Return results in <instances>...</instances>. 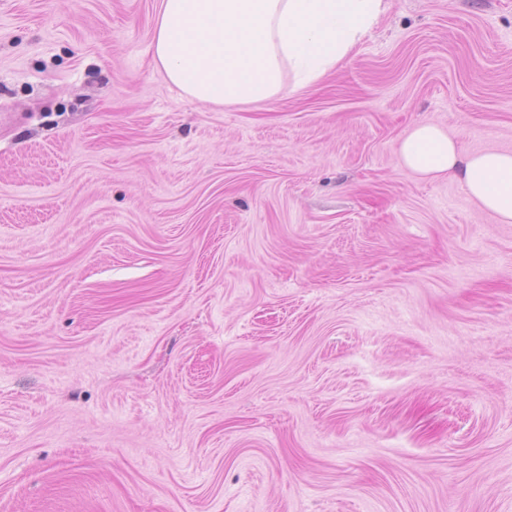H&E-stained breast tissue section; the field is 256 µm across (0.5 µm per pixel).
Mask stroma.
<instances>
[{
	"label": "stroma",
	"mask_w": 512,
	"mask_h": 512,
	"mask_svg": "<svg viewBox=\"0 0 512 512\" xmlns=\"http://www.w3.org/2000/svg\"><path fill=\"white\" fill-rule=\"evenodd\" d=\"M160 0H0V512H512V0H390L201 106ZM405 169L423 176L452 172L481 209L512 223V154L489 151L463 155L440 126L419 124L400 142Z\"/></svg>",
	"instance_id": "stroma-1"
}]
</instances>
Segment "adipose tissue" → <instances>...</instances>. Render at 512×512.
Instances as JSON below:
<instances>
[{"label":"adipose tissue","mask_w":512,"mask_h":512,"mask_svg":"<svg viewBox=\"0 0 512 512\" xmlns=\"http://www.w3.org/2000/svg\"><path fill=\"white\" fill-rule=\"evenodd\" d=\"M389 0H160L156 64L194 102L270 99L285 69L303 82L332 70L387 11ZM399 154L410 172L453 173L481 209L512 223V154H462L440 126L417 125Z\"/></svg>","instance_id":"ef3b65f1"}]
</instances>
